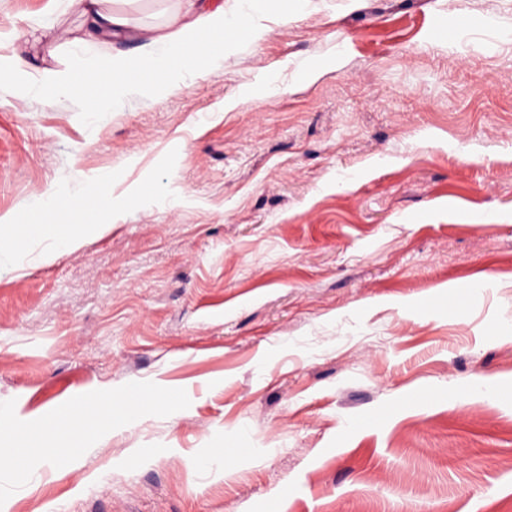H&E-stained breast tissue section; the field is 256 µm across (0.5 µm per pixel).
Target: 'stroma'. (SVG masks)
<instances>
[{
	"instance_id": "35a3bbf8",
	"label": "stroma",
	"mask_w": 512,
	"mask_h": 512,
	"mask_svg": "<svg viewBox=\"0 0 512 512\" xmlns=\"http://www.w3.org/2000/svg\"><path fill=\"white\" fill-rule=\"evenodd\" d=\"M159 29L180 0H106ZM51 19L70 48L33 41ZM210 73L34 93L134 42L0 0V219L99 190L74 252L0 232V429L166 389L0 512H512V0H288ZM459 28L450 44L434 25ZM443 303H435V296ZM234 456H225V449Z\"/></svg>"
}]
</instances>
